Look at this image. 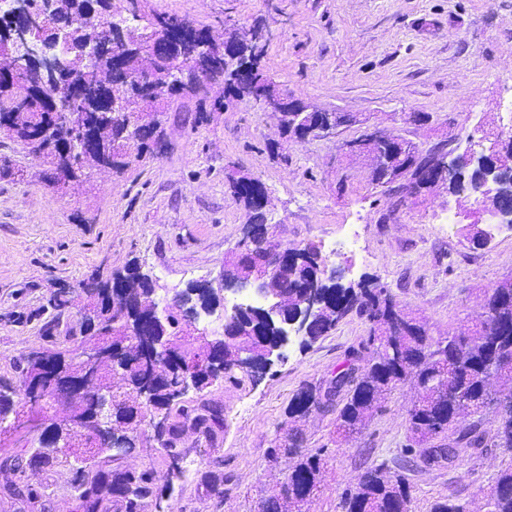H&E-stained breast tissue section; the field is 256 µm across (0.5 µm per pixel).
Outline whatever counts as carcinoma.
Here are the masks:
<instances>
[{"label":"carcinoma","mask_w":512,"mask_h":512,"mask_svg":"<svg viewBox=\"0 0 512 512\" xmlns=\"http://www.w3.org/2000/svg\"><path fill=\"white\" fill-rule=\"evenodd\" d=\"M103 4L104 0H57V19L73 23L71 67L89 85L99 82L100 73H111L116 68L130 73L142 71L139 53L122 52L116 56L104 52L91 62L82 59L80 47L84 41L110 39L112 22L104 15ZM139 26L152 27L158 34L167 29L196 31L209 38L205 29L178 16L144 14ZM240 51L256 59V69L266 89L277 92L262 65L265 47L242 42ZM157 72L149 103L155 110L156 128L142 133V143L133 153L126 149V140L132 138V126L125 109L115 107L111 115L104 117L101 115L104 104L97 97L73 98L61 87L41 84L34 75L15 74L9 65L0 67V131L12 139L24 141L32 153L43 154L50 167L70 174L74 181H89L95 174L120 173L160 139L163 112L167 111L169 100L178 97V87L168 80L164 69L159 68ZM215 81L224 82V94H233L235 87L224 79V66L219 63L192 73L187 79L198 87L197 97L207 94V84ZM70 112L85 113L87 136L98 146L94 152L79 157L57 149L47 150L50 142L65 143L73 138V130L66 121V114ZM511 161L509 154L499 159L503 168L500 192L505 195L512 192ZM410 167L409 157L397 158L389 176L380 168H373L372 182L385 187ZM459 169L460 176L449 191L478 195L481 184L474 167L463 162ZM232 194L244 204L252 223L257 226L256 249L264 255L273 254L275 248L267 241L265 215L256 201L261 188L242 182L233 186ZM321 263L319 249L310 244L300 248L299 260L275 266L273 284L288 306V313L296 312L309 289L319 287L325 308L321 319L313 326L314 339L329 333L353 311L367 318L370 330L358 346L348 350L346 363L336 370L326 388L307 387L293 396L288 405V417L303 416L311 408H323L328 403L336 407V434L345 438L360 431L381 412L385 396L407 379H415L419 388V396L407 414L406 444L390 461L364 470L356 492L342 495L343 512H398L402 505L411 509V486L404 472L451 465L460 448L483 452L488 447L484 429L488 420L496 426L494 445L512 449L511 278L487 292L473 330L459 336L434 338L424 324L393 304V299L381 296L369 280L357 285L319 286ZM254 273L264 274L266 268L239 256L224 264V274L229 279ZM100 285L95 314L99 322L112 330V337L97 336L95 340L110 341L123 348L131 340L126 328L128 318L148 324L154 308L156 282L133 262L125 267L123 279L110 278ZM243 323L250 326L255 335L241 336L236 326L229 329L222 344L224 374L221 377L214 378L207 370L209 344L179 327L177 322L166 336L167 347L161 351L166 367L155 371L142 353L131 355L125 351L122 354L123 386L112 389L107 375L98 377L97 388L111 390L118 416H139V420L128 427L126 449L136 447L142 436L141 424L147 416L161 410L163 424L155 428V433L169 458L171 477L180 476L181 450L177 445L181 433L187 428L208 434L214 432V425L220 422V412L203 401L171 402V387L184 368L197 371L203 381L214 378L240 383L236 377L235 352L242 346H249L259 357L278 339L275 330L256 314L244 316ZM27 362V373L18 384H0V401L16 398L21 403L27 402L31 396V382L27 378L32 373L40 377L43 392L48 389L69 391L65 383L41 376L43 369L54 371L65 367L72 371L64 356L57 352L33 353L27 357ZM148 384L153 385V394L146 398L141 393ZM70 439L71 433L67 431V443L63 447L34 449L30 461L49 467H72V490L79 501L80 512H104V502L109 499L113 512H142L146 500L162 498L152 469L137 471L122 467L111 448L89 432H80L75 445L69 443ZM324 454L323 448L314 452L302 450V439L292 433L288 434V446L267 449L269 459L288 455L297 457V461L288 473V483L281 484L262 501V512H306V507L322 493ZM5 492L29 501L43 496L41 489L31 485H12L5 488ZM430 512L469 510L467 502L451 493L436 501ZM485 512H512V468L500 471L493 479L485 497Z\"/></svg>","instance_id":"carcinoma-1"}]
</instances>
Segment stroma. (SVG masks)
<instances>
[{"label":"stroma","mask_w":512,"mask_h":512,"mask_svg":"<svg viewBox=\"0 0 512 512\" xmlns=\"http://www.w3.org/2000/svg\"><path fill=\"white\" fill-rule=\"evenodd\" d=\"M143 8L188 18L215 36L229 22L265 28L262 64L280 93L350 121L324 137L289 141L276 113L253 100L232 102L203 122L171 111L164 151L61 192L49 187L43 158L0 134V159L15 170L0 179V380L16 382L30 353L69 349L43 331L59 289L107 280L132 262L157 278L160 298L213 279L250 221L228 188L233 174L263 182L273 244H312L330 254L356 228L360 251L330 254L345 280L379 282L433 337L471 328L487 289L512 277V226L474 245L464 219L472 200L443 187L382 194L370 158L346 144L376 132L459 154L469 139L512 126V0H144ZM368 330L364 317L348 314L312 345H290L288 360L263 378L204 389L224 427L214 437L182 433L186 476L169 478V460L146 428L121 460L156 473L162 499L147 500L144 512H258L291 465L285 457L268 461L266 451L293 424L305 449L328 451L325 489L309 512H341V496L360 474L404 444L417 389L410 381L399 386L383 413L347 439L334 433L335 413L312 410L292 424L288 404L299 390L326 385ZM71 410L63 394L44 411L11 406L0 421V457L29 458L42 431ZM510 466L504 449L463 448L452 466L409 473L413 512H430L454 491L470 512H483L491 479ZM72 477L66 466L0 468V512H77ZM21 482L46 487V498L5 494Z\"/></svg>","instance_id":"obj_1"}]
</instances>
